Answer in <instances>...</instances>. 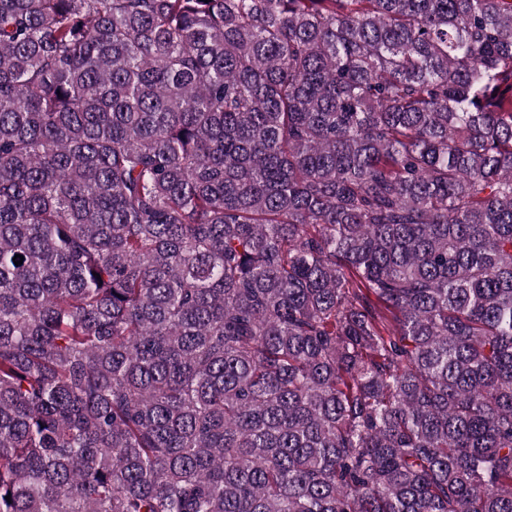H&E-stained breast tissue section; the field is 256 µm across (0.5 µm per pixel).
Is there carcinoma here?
Returning <instances> with one entry per match:
<instances>
[{
    "mask_svg": "<svg viewBox=\"0 0 512 512\" xmlns=\"http://www.w3.org/2000/svg\"><path fill=\"white\" fill-rule=\"evenodd\" d=\"M0 512H512V0H0Z\"/></svg>",
    "mask_w": 512,
    "mask_h": 512,
    "instance_id": "1",
    "label": "carcinoma"
}]
</instances>
